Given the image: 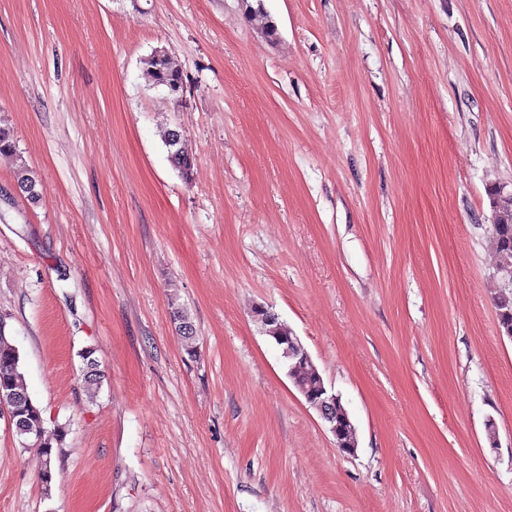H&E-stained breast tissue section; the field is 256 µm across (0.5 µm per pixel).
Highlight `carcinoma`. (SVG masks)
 Instances as JSON below:
<instances>
[{
  "mask_svg": "<svg viewBox=\"0 0 512 512\" xmlns=\"http://www.w3.org/2000/svg\"><path fill=\"white\" fill-rule=\"evenodd\" d=\"M257 5L246 4L247 16L251 19L261 17L267 20L265 35L274 41L278 36V29L274 22L268 19L261 0H256ZM145 76L150 85L167 91L172 101H177L184 93L185 79L180 70L170 66L168 62L150 57L146 62ZM173 129L168 128L164 132V143L168 149V160L172 167L187 178L193 169L195 158L188 149L185 140L172 142ZM0 157H6L12 161L14 176L19 189L27 194L28 199L35 203L40 198L39 181L29 168L26 160L16 147L14 136L10 128L0 127ZM499 188L490 190V203L494 212V224L492 225V243L497 267L512 269V202H506L498 196ZM495 305L499 311L500 319L512 324V291L499 290L495 297ZM93 351L83 353L84 368L82 381L87 390L98 388L101 373L97 361L92 358ZM7 386L12 391L25 396L26 404L22 407L21 415L26 421L24 426H13V434L24 446H36L44 461V479H49L47 473L51 471L53 460V445L61 438V432L51 430L45 426L41 410L34 404L20 372V360L16 347L12 345L0 330V387ZM33 426L41 429L39 444H34L27 427Z\"/></svg>",
  "mask_w": 512,
  "mask_h": 512,
  "instance_id": "cac0c4a2",
  "label": "carcinoma"
}]
</instances>
